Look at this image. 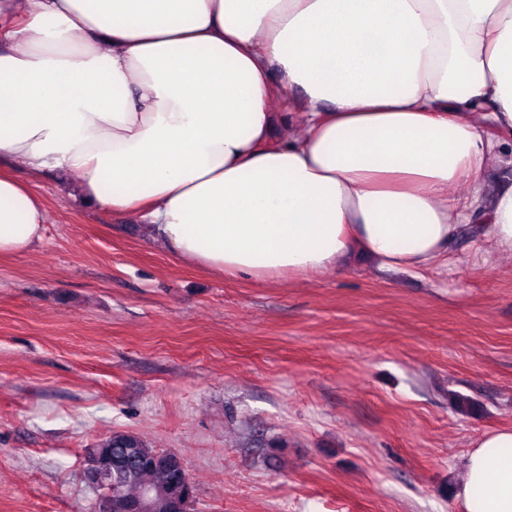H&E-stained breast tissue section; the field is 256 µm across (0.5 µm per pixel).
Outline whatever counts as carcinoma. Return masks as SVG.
I'll return each mask as SVG.
<instances>
[{"label": "carcinoma", "instance_id": "carcinoma-1", "mask_svg": "<svg viewBox=\"0 0 512 512\" xmlns=\"http://www.w3.org/2000/svg\"><path fill=\"white\" fill-rule=\"evenodd\" d=\"M85 465L106 473L103 490L112 492V512L139 506L140 512H189L194 485L171 452L152 448L139 436L115 432L88 451Z\"/></svg>", "mask_w": 512, "mask_h": 512}]
</instances>
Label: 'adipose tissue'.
<instances>
[{
  "label": "adipose tissue",
  "mask_w": 512,
  "mask_h": 512,
  "mask_svg": "<svg viewBox=\"0 0 512 512\" xmlns=\"http://www.w3.org/2000/svg\"><path fill=\"white\" fill-rule=\"evenodd\" d=\"M1 158L223 277L423 270L465 224L512 255V184L481 179L512 171V0H0ZM46 222L0 169V257ZM464 470L466 512H512V428Z\"/></svg>",
  "instance_id": "1"
}]
</instances>
